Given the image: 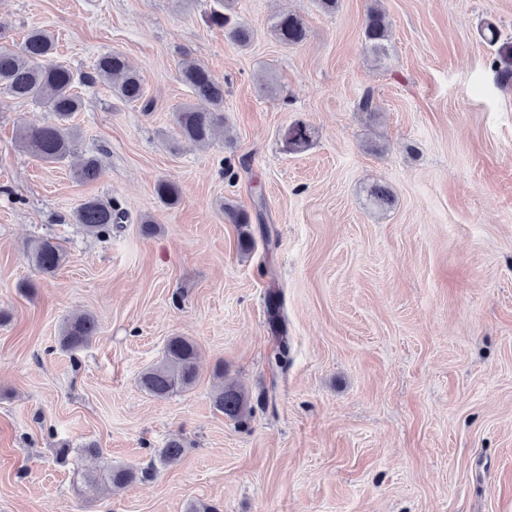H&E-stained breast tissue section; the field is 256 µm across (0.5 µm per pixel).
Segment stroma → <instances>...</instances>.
I'll list each match as a JSON object with an SVG mask.
<instances>
[{
	"label": "stroma",
	"mask_w": 512,
	"mask_h": 512,
	"mask_svg": "<svg viewBox=\"0 0 512 512\" xmlns=\"http://www.w3.org/2000/svg\"><path fill=\"white\" fill-rule=\"evenodd\" d=\"M213 5L0 0L10 42L47 27L54 63L78 74L118 50L144 86L135 103L81 87L77 152L57 164L18 144L46 110L0 101V512H512V87L478 34L489 20L512 39V0H340L333 14L235 0L259 32L246 48L208 26ZM374 6L390 23L380 63L363 48ZM288 12L307 27L292 48L266 32ZM188 60L224 86L206 148L173 131ZM297 119L315 137L295 154L281 136ZM89 155L101 175L82 183ZM161 179L177 206L158 200ZM374 184L391 208L370 206ZM90 197L126 213L109 238L73 221ZM228 204L252 216L251 254ZM41 239L66 250L51 275L31 260ZM83 312L97 336L62 350ZM172 336L197 343L198 377L157 399L138 376ZM222 380L248 396L242 421L213 406ZM172 438L184 452L167 465ZM91 442L101 459L80 455ZM102 461L148 476L107 491L87 478ZM268 319L276 333L280 335L279 352L276 357V362L281 363L284 361L287 355V344L285 336H283V328L281 327V301L278 293L270 292L268 294V307H267Z\"/></svg>",
	"instance_id": "stroma-1"
}]
</instances>
